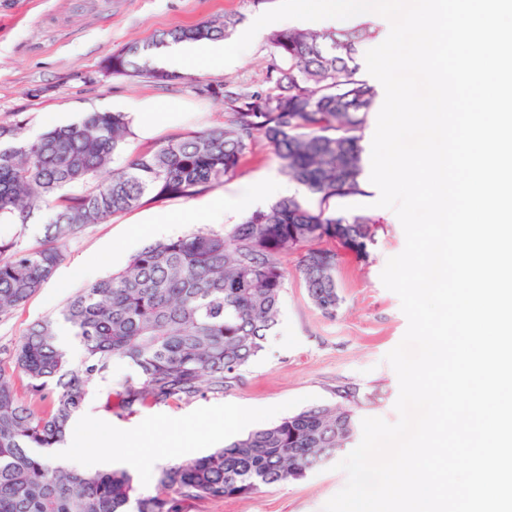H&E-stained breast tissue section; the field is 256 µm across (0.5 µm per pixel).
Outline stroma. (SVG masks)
Instances as JSON below:
<instances>
[{
	"label": "stroma",
	"instance_id": "stroma-1",
	"mask_svg": "<svg viewBox=\"0 0 512 512\" xmlns=\"http://www.w3.org/2000/svg\"><path fill=\"white\" fill-rule=\"evenodd\" d=\"M278 0H0V121L19 120L35 136L67 116L77 123L94 112L128 111L134 102L182 105L172 122L152 134L134 129L123 150L112 158L123 166L132 154L161 139L216 128L224 122L222 102L197 96L186 81L156 83L143 76L105 73V57L130 42H146L161 31L227 16L236 18L227 42H234ZM270 29L223 74L198 69L204 81L226 80L243 87L260 86L271 61ZM290 183L280 160L257 143L240 173L192 199H160L92 224L67 244L66 257L52 279L24 306L0 318V353H7L36 320L56 314L66 298L87 282L122 269L131 255L161 241L151 225L156 212H169L172 235L198 227L207 209L223 208L224 221L241 223L249 208H224L223 195L256 182ZM360 195L335 202L336 211L372 217L377 243L368 259L341 257L336 284L342 299L330 319L311 303L296 274L297 256L283 255L288 270L279 321L262 355L241 372L239 381L220 394L188 403L157 406L126 420H111L89 400L79 418L83 428L111 433V442L88 448L79 466H101L105 457L132 459L130 471L143 490H153L159 468L202 457L248 432L310 408L341 404L339 389H356L360 417L398 419V378L386 354L402 340L407 319L398 296L381 281L390 257L402 252L405 235L395 212L378 207L379 191L363 180ZM345 472L324 464L305 478L263 488L255 494L228 496L192 506L190 512H322L346 484Z\"/></svg>",
	"mask_w": 512,
	"mask_h": 512
}]
</instances>
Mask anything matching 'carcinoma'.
I'll list each match as a JSON object with an SVG mask.
<instances>
[{"label":"carcinoma","instance_id":"1","mask_svg":"<svg viewBox=\"0 0 512 512\" xmlns=\"http://www.w3.org/2000/svg\"><path fill=\"white\" fill-rule=\"evenodd\" d=\"M236 23L226 17L162 31L113 51L104 69L175 81L179 76L150 66L152 50L217 40ZM373 38L364 23L338 36L273 32V61L262 86L192 80L198 96L224 102L223 126L166 138L118 169L111 168L112 156L132 135L126 112H94L34 138L22 135L20 121L0 122V224L24 227L53 209L39 247L18 236L0 239V316L52 278L66 243L83 228L224 183L259 139L306 193L222 230L203 227L156 242L27 329L0 359V512H187L208 500L300 480L355 439L357 405L304 410L209 455L161 468L152 492L141 490L126 469L70 468L52 456L92 397L105 416L126 419L152 406L222 393L237 381L277 325L287 252L300 253L298 273L312 303L336 317L339 252L363 259L377 243L365 232L370 218L331 207L363 193L360 132L375 93L358 77L354 56ZM74 184L89 188L59 194ZM62 324L80 346L77 362L58 344ZM116 357L136 372L120 386L108 375Z\"/></svg>","mask_w":512,"mask_h":512}]
</instances>
